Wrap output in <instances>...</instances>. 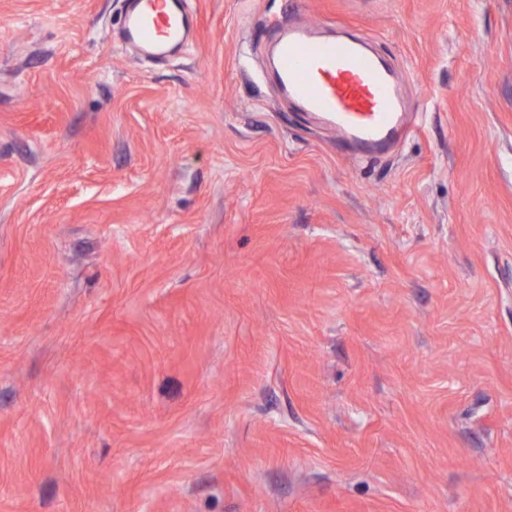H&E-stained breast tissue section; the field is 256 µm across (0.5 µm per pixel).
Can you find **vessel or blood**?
<instances>
[{"label":"vessel or blood","mask_w":512,"mask_h":512,"mask_svg":"<svg viewBox=\"0 0 512 512\" xmlns=\"http://www.w3.org/2000/svg\"><path fill=\"white\" fill-rule=\"evenodd\" d=\"M183 0H129L122 39L149 57L180 50L190 22ZM278 79L289 98L330 121L368 156L399 140L408 111L391 72L362 42L319 39L309 26L279 40Z\"/></svg>","instance_id":"obj_1"}]
</instances>
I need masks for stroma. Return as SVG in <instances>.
<instances>
[{
  "label": "stroma",
  "mask_w": 512,
  "mask_h": 512,
  "mask_svg": "<svg viewBox=\"0 0 512 512\" xmlns=\"http://www.w3.org/2000/svg\"><path fill=\"white\" fill-rule=\"evenodd\" d=\"M0 0V512H512V0ZM369 38L362 160L278 32ZM183 0H129L122 39L145 56H165L187 41L190 22Z\"/></svg>",
  "instance_id": "obj_1"
}]
</instances>
